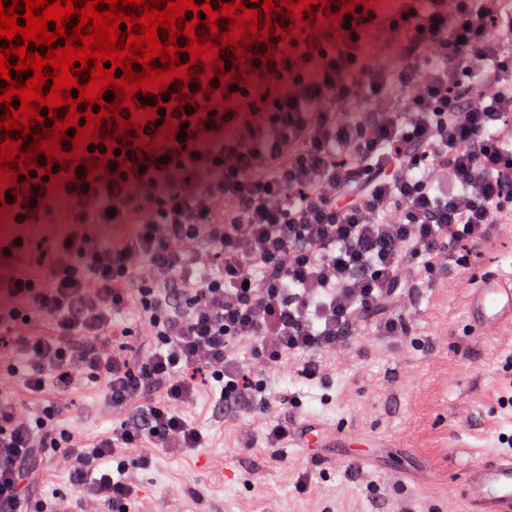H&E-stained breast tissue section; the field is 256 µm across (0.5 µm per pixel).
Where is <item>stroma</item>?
Segmentation results:
<instances>
[{
    "instance_id": "stroma-1",
    "label": "stroma",
    "mask_w": 512,
    "mask_h": 512,
    "mask_svg": "<svg viewBox=\"0 0 512 512\" xmlns=\"http://www.w3.org/2000/svg\"><path fill=\"white\" fill-rule=\"evenodd\" d=\"M70 225L48 224L28 232L29 243L13 270L29 275L45 269L54 239ZM512 271V244L501 230L473 250L468 269L448 264L434 285H424L403 307L408 333L390 342L364 333L358 355L324 378L307 382L270 376L268 400L294 399L292 421L316 417L326 425L346 422L367 437L357 448H264L252 415L224 420L217 383L200 380L185 410L187 420L209 438L188 452L149 449L150 465L139 473L138 496L146 512H448L458 495L460 472L490 451L499 434H512V333L472 344L464 308L475 273ZM0 392L19 416L50 418L60 429L86 438L112 427L103 382L81 374L67 391L28 393L21 372L0 367ZM258 446L244 452L245 438ZM453 450L442 458L443 447ZM361 459L360 480L344 465ZM60 451L44 449L29 487L38 499H57L68 512H100L89 490H76ZM307 476L320 493L298 492Z\"/></svg>"
}]
</instances>
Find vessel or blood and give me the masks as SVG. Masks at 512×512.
Here are the masks:
<instances>
[{
	"mask_svg": "<svg viewBox=\"0 0 512 512\" xmlns=\"http://www.w3.org/2000/svg\"><path fill=\"white\" fill-rule=\"evenodd\" d=\"M465 308L471 341L480 342L494 332L512 329V275L486 272L470 288ZM348 425L335 426L323 436L315 425L297 428L295 447H335L359 441ZM448 512H512V452H498L471 461L461 473V495Z\"/></svg>",
	"mask_w": 512,
	"mask_h": 512,
	"instance_id": "1",
	"label": "vessel or blood"
}]
</instances>
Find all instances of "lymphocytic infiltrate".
<instances>
[{"label":"lymphocytic infiltrate","instance_id":"1","mask_svg":"<svg viewBox=\"0 0 512 512\" xmlns=\"http://www.w3.org/2000/svg\"><path fill=\"white\" fill-rule=\"evenodd\" d=\"M510 36L512 0H372L288 48L269 38L249 66L221 52L209 92L188 82L194 101L162 115L170 135L144 127L156 151L119 138L96 173L78 164L50 192L30 176L5 223L73 230L47 275H0V331L30 393L79 372L103 380L112 429L59 436L0 395V512H23L29 463L47 446L69 459L75 488L94 483L102 512L128 507L143 447H202L179 412L198 375L221 382L233 410L270 372L336 371L364 327L405 335L404 288L512 223ZM365 96L379 110L353 115ZM110 223L134 230L115 247L88 230ZM34 313L51 335L15 331ZM131 320L152 339L138 363L107 349ZM289 414L284 399L257 413L266 447L292 435Z\"/></svg>","mask_w":512,"mask_h":512}]
</instances>
